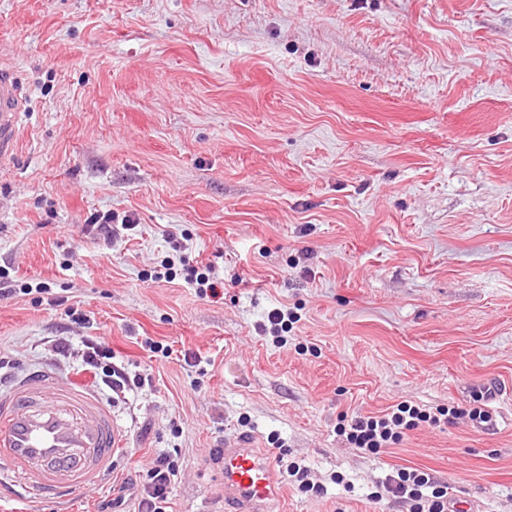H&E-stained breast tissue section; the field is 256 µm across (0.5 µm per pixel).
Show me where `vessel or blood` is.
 <instances>
[{"label":"vessel or blood","instance_id":"vessel-or-blood-1","mask_svg":"<svg viewBox=\"0 0 512 512\" xmlns=\"http://www.w3.org/2000/svg\"><path fill=\"white\" fill-rule=\"evenodd\" d=\"M24 103L16 73L0 68L1 165L17 152ZM121 442L111 404L79 382L61 384L54 369L0 388V485L65 501L112 474ZM216 459L225 505L234 512H272L281 487L270 454L240 437L225 441Z\"/></svg>","mask_w":512,"mask_h":512}]
</instances>
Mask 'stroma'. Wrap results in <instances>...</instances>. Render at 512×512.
I'll use <instances>...</instances> for the list:
<instances>
[{"instance_id": "35a3bbf8", "label": "stroma", "mask_w": 512, "mask_h": 512, "mask_svg": "<svg viewBox=\"0 0 512 512\" xmlns=\"http://www.w3.org/2000/svg\"><path fill=\"white\" fill-rule=\"evenodd\" d=\"M0 66L26 94L0 266L81 316L0 300V357L89 382L54 346L100 336L152 376L112 405L113 479L0 512H96L161 450L173 512H224L211 450L242 435L279 436L325 488L283 483L276 512H407L370 499L407 467L512 512V0H0ZM108 211L138 226L105 247ZM170 229L215 262L217 297L150 280ZM283 305L300 320L277 347L259 326ZM486 389L489 422L379 455L337 432Z\"/></svg>"}]
</instances>
